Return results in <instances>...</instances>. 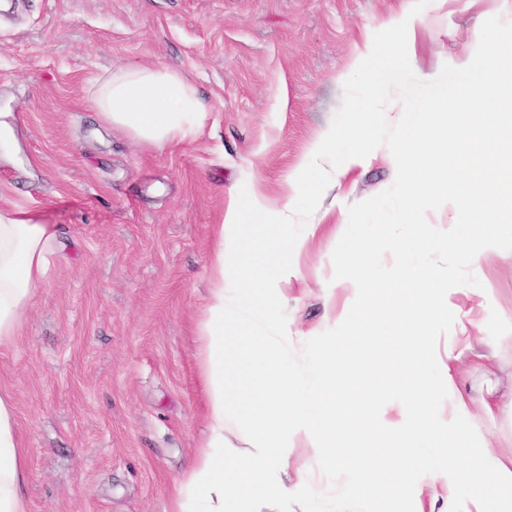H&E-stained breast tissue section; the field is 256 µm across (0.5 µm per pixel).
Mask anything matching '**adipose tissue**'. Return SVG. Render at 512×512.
<instances>
[{"instance_id": "obj_1", "label": "adipose tissue", "mask_w": 512, "mask_h": 512, "mask_svg": "<svg viewBox=\"0 0 512 512\" xmlns=\"http://www.w3.org/2000/svg\"><path fill=\"white\" fill-rule=\"evenodd\" d=\"M402 58L399 38L375 44L365 39L357 68L367 93H375L385 70ZM512 71V37L496 40L490 64L472 82L452 95L432 100L422 120L405 124L393 167L405 189V213L423 204L435 172L455 180L456 172L442 166L450 141L470 125L478 132L468 141V151L480 165L479 178L446 199L451 210L470 209L483 200L484 223L450 222L434 229L418 225L402 240V248L450 247L456 265L478 264L493 251L497 238L490 225L505 207L487 196L485 186L505 165H512V110L499 93L504 70ZM90 103L99 118L127 130L133 140L163 148L183 142L202 130L208 111L196 88L179 72L166 67H124L91 81ZM371 122L358 119L348 131L352 147L340 164L327 166L336 153V133L325 134L312 155L301 162L299 178L288 185V200L269 212L259 197L247 202L230 200L221 224L215 225V246L209 260L210 298L201 323L199 366L207 394L208 435L186 476L174 487L173 512H253L256 502L276 497L285 502L306 495L313 471L337 468L341 461L321 434L347 430L357 415L376 408L379 394L395 389L399 401L377 409L396 447L399 463L368 459L358 447L348 453L350 464L379 470L385 478L391 512H405L408 499H427L428 512H512V465L494 451L476 447L469 432L460 428L470 407L456 393L460 373V345L469 343L477 323L463 314L448 336L437 326L451 305V270L428 266L418 272L400 270L394 279L378 284L371 279L376 253L363 249L359 240L346 241L343 265L356 288L353 310L379 311L365 323H352L341 339V348H328L318 377L302 388L289 364L284 346L290 329L279 312L261 304V321H230L224 306L229 290L241 289L263 300L279 280L288 278L292 265L281 263L277 276L267 269L269 256L287 250L290 258L304 246L289 241L288 226L295 220L297 200L318 181H340L364 168L373 159L369 147ZM53 230L37 222L30 212L0 208V344L17 336L23 313L48 263L47 247ZM388 349L405 367L404 383L393 387L384 369H376L362 384L354 379L369 355V343ZM445 390L455 395L452 414L441 421L433 414V396ZM308 404L313 415L299 420V404ZM242 424L255 448L242 457L224 453V431L229 423ZM302 431L319 439L315 455L297 473L296 485H287L288 439ZM443 448L449 457L470 458L476 465L466 473L449 470L446 476L429 473L425 488L414 491L407 484L409 471L421 468V448ZM25 472L21 442L12 404L0 395V512H28L23 492ZM481 486L480 496L457 492L460 483Z\"/></svg>"}]
</instances>
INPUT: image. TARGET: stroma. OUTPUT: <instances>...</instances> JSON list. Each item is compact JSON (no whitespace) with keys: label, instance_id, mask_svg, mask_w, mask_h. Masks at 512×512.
<instances>
[{"label":"stroma","instance_id":"1","mask_svg":"<svg viewBox=\"0 0 512 512\" xmlns=\"http://www.w3.org/2000/svg\"><path fill=\"white\" fill-rule=\"evenodd\" d=\"M401 0H12L0 12V113L17 144L0 157V207L30 211L56 237L22 328L0 344V394L14 407L29 512H172L176 481L206 432L199 324L208 297L213 227L230 198L281 203L288 176L326 131L344 132L360 104L372 114L375 160L343 184L324 183L300 208L289 238L326 219L345 238L368 237L372 279L394 277L396 252L418 224L483 221L481 209L442 205L436 177L406 219L404 189L389 163L400 121L481 70L487 38L512 33V0H425V22L404 31L407 57L374 100L353 73L364 35L393 36ZM129 65L163 66L192 82L209 108L194 141L165 149L100 121L90 81ZM481 267L456 273L457 311L486 340L512 315V216ZM343 240L320 233L269 298L291 323L288 362L310 375L342 336L348 294ZM459 388L471 397L468 428L492 449L512 439V349L486 363L465 356ZM498 401L495 421L481 413ZM396 461L378 421L337 435ZM364 475L332 471L295 512H387L382 480L354 497Z\"/></svg>","mask_w":512,"mask_h":512}]
</instances>
